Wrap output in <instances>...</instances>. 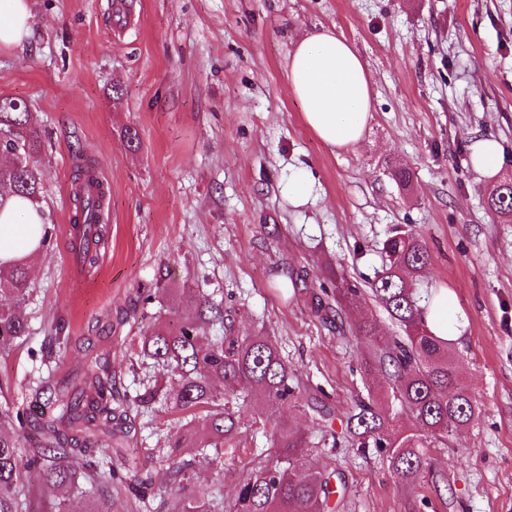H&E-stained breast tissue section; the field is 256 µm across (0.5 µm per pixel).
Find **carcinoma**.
Masks as SVG:
<instances>
[{"mask_svg": "<svg viewBox=\"0 0 512 512\" xmlns=\"http://www.w3.org/2000/svg\"><path fill=\"white\" fill-rule=\"evenodd\" d=\"M40 142L32 113L25 103L0 98V210L15 194L40 202L43 179L30 165L29 155ZM74 223L95 227L97 242L105 241L102 216L104 185L92 168L82 166L72 178ZM487 206L505 224L512 223V179L501 177L487 196ZM387 262L370 283L374 299L387 311L400 335H381L370 323L357 335L373 342L379 363L392 368L388 389L410 414L412 425L385 428L379 399L361 400L349 411L347 432L363 443L387 452L395 479L415 487L425 469L423 449L446 443L478 416L475 392L455 372L452 342L434 336L425 324L432 295L419 291L420 274L432 256L422 238L396 231L384 242ZM336 309L357 300L360 289L344 275L330 279ZM30 288L27 261L0 263V347L26 335L21 304ZM224 318L221 304L201 297L196 310L174 323L159 318L143 336V347L155 362L168 368L165 385L153 383L126 406L150 407L157 396L176 412L189 417L168 442L169 476L188 490L172 512H217L211 500L194 490V474L186 456L219 451L236 426L228 407L238 389L273 406H300L290 384L288 364L278 349L261 336H235L226 330L210 338L207 328ZM99 363L87 367L79 385L51 391L49 412L37 424L39 439L27 466L43 468L45 486L64 495L81 470L98 471L96 455L112 458L122 447L127 410L112 406V375ZM19 410L0 411V512H23L18 487L23 479L18 445L12 430L25 425ZM275 453L252 468L237 484L228 512H329L335 490L332 473L309 464L305 440L283 422L275 423Z\"/></svg>", "mask_w": 512, "mask_h": 512, "instance_id": "carcinoma-1", "label": "carcinoma"}]
</instances>
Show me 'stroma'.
Listing matches in <instances>:
<instances>
[{
    "label": "stroma",
    "instance_id": "obj_1",
    "mask_svg": "<svg viewBox=\"0 0 512 512\" xmlns=\"http://www.w3.org/2000/svg\"><path fill=\"white\" fill-rule=\"evenodd\" d=\"M112 2L31 0L30 37L0 47V97L34 116L30 162L55 227L29 265L27 334L0 349V408L33 417L17 433L20 456L36 445L37 386L78 379L96 355L116 396L167 378L140 351L144 317L179 320L203 294L222 301L236 335L272 341L305 405L273 413L240 392L233 448L194 458L197 490L231 501L271 452L278 419L304 434L311 463L342 472L336 512H512V224L486 205L512 173V0H122L121 26ZM321 26L370 71L371 118L352 148L308 129L286 80L292 44ZM487 137L501 147L491 176L472 163ZM85 162L109 188L107 236L96 269L75 276L66 226ZM394 166L413 172L410 190ZM301 171L313 191L295 207L281 189ZM397 227L432 255L422 288L455 297L464 327L453 350L481 406L449 446L426 448L412 488L393 478L385 449L354 445L344 421L354 400L388 384L355 328L397 331L367 293ZM332 267L363 291L339 326L316 309ZM165 285L188 292L144 305ZM180 418L160 402L132 415L126 450L153 489L135 495L127 473L112 512H167L182 496L165 462Z\"/></svg>",
    "mask_w": 512,
    "mask_h": 512
}]
</instances>
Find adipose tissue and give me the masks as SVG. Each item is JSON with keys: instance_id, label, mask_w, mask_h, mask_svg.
<instances>
[{"instance_id": "1", "label": "adipose tissue", "mask_w": 512, "mask_h": 512, "mask_svg": "<svg viewBox=\"0 0 512 512\" xmlns=\"http://www.w3.org/2000/svg\"><path fill=\"white\" fill-rule=\"evenodd\" d=\"M32 20L30 0H0V46L27 39ZM288 82L301 106L305 124L325 144L358 143L371 112V78L355 49L336 31L314 29L296 42L288 56ZM41 207L11 199L0 212V262L32 258L43 223Z\"/></svg>"}]
</instances>
